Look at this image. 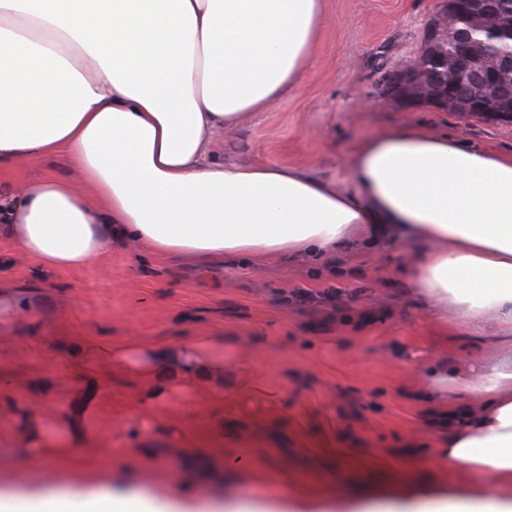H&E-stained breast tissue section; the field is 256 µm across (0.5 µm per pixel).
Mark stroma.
Segmentation results:
<instances>
[{
    "mask_svg": "<svg viewBox=\"0 0 512 512\" xmlns=\"http://www.w3.org/2000/svg\"><path fill=\"white\" fill-rule=\"evenodd\" d=\"M314 62L298 89L242 124L216 132L225 163L279 164L353 186L351 156L364 137L414 126L464 143L512 154V121L428 105L390 101L387 75L414 58L438 0H325ZM83 189L73 163L23 158L0 166V186L13 189L47 174ZM415 263L404 244L355 237L320 254L272 261L248 257L165 263L135 245L112 240L87 267L51 272L0 245V319L27 302L20 338L6 364L17 396L41 392L70 399L65 337L159 340L224 339V388L199 387L206 405L196 425L180 423L174 406L156 411L155 437L182 468L153 462L116 480L125 448L144 434L133 418H101L80 448L46 451L51 467L70 455L91 461L112 488H150L145 512H211L241 505L250 512H361L349 489L422 465L441 494L469 478L436 458L460 408L452 388L434 383V361L494 363L512 354L505 342L463 335L454 319H433L427 301L403 273ZM23 438L20 419H0V501L30 502L54 488L55 475L29 482V469L9 458ZM275 463L277 478L267 482Z\"/></svg>",
    "mask_w": 512,
    "mask_h": 512,
    "instance_id": "35a3bbf8",
    "label": "stroma"
}]
</instances>
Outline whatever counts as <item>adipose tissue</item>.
Instances as JSON below:
<instances>
[{
  "mask_svg": "<svg viewBox=\"0 0 512 512\" xmlns=\"http://www.w3.org/2000/svg\"><path fill=\"white\" fill-rule=\"evenodd\" d=\"M324 0H0V163L63 158L85 190L46 176L0 198V242L38 267L79 269L113 235L145 252L200 264L224 256L270 260L336 248L356 235L417 251L411 285L434 317L454 313L472 335L488 320L512 340V154L402 127L359 141L355 188L278 165L237 166L213 151L215 131L299 87L313 64ZM62 415L72 445L111 411L112 388L135 389L124 416L151 424L186 380L224 383L214 338L146 344L76 336ZM463 405L440 461L482 475L466 497L390 502L383 512H512V358L466 368L437 362ZM44 397L20 405L0 380V405L27 425L17 457L46 447ZM94 512H140L85 460Z\"/></svg>",
  "mask_w": 512,
  "mask_h": 512,
  "instance_id": "adipose-tissue-1",
  "label": "adipose tissue"
}]
</instances>
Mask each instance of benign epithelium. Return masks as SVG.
Masks as SVG:
<instances>
[{
    "label": "benign epithelium",
    "mask_w": 512,
    "mask_h": 512,
    "mask_svg": "<svg viewBox=\"0 0 512 512\" xmlns=\"http://www.w3.org/2000/svg\"><path fill=\"white\" fill-rule=\"evenodd\" d=\"M457 12V23L453 27L436 25L429 30L428 37L417 57V74L394 70L388 76L391 92H408L416 97L425 92L443 106L453 105L467 109L471 101L459 102L453 96L455 89L445 77L460 72H474L484 90L503 96L512 91V81L501 72L488 73L487 59L502 53L501 39H512V16L504 17L494 9L486 15V24L474 28L464 10L469 0L460 3L448 0Z\"/></svg>",
    "instance_id": "benign-epithelium-1"
}]
</instances>
